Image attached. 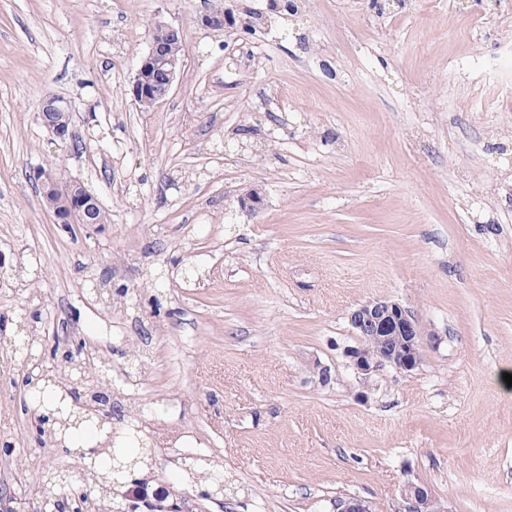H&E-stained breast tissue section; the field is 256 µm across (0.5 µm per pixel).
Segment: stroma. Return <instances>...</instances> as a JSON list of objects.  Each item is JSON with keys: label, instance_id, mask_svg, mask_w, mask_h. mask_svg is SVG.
<instances>
[{"label": "stroma", "instance_id": "35a3bbf8", "mask_svg": "<svg viewBox=\"0 0 512 512\" xmlns=\"http://www.w3.org/2000/svg\"><path fill=\"white\" fill-rule=\"evenodd\" d=\"M0 0V332L39 354L105 353L121 426L148 406L159 475L143 500L202 512H512V0ZM229 9L228 32L199 23ZM185 31V72L139 107L149 26ZM66 101L81 150L42 126ZM57 164L108 215L61 224L33 180ZM258 194L254 207L243 204ZM126 290L117 309L99 292ZM408 307L422 362L364 376L344 354L358 305ZM144 346L147 357L130 350ZM27 370L0 344V487L18 512L79 449L51 444ZM192 454L223 501L182 478ZM401 496L407 504L408 512H431L434 497L427 486L406 482L402 485Z\"/></svg>", "mask_w": 512, "mask_h": 512}]
</instances>
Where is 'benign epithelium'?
<instances>
[{
	"label": "benign epithelium",
	"mask_w": 512,
	"mask_h": 512,
	"mask_svg": "<svg viewBox=\"0 0 512 512\" xmlns=\"http://www.w3.org/2000/svg\"><path fill=\"white\" fill-rule=\"evenodd\" d=\"M200 22L207 29L222 31L230 26L231 14L223 7L214 8L202 15ZM183 41L180 28L160 22L153 25L148 51L141 57L131 81L134 101L149 97L157 104L169 95L177 77L184 73ZM158 72L163 74L160 83L154 82ZM68 112L67 102L49 96L43 101L39 113L42 125L62 143L71 139L68 122L62 120V115ZM33 177L41 186L44 197L56 201L54 212L60 223H96L97 199L80 184L64 180L56 166L40 167ZM348 322L357 345L348 348L346 356L358 372L368 375L386 367L411 372L420 365L424 331L415 314L402 304L390 299L369 300L349 313ZM84 380L82 374L75 377L53 409L46 414H37L41 430L51 441L60 443L62 439L54 427L48 428L46 424L58 422L66 427H76L90 417L97 418L99 431L106 440H112L114 427L107 425L95 407L84 400V392L80 390ZM401 496L407 504V512H431L434 497L427 486L406 482L402 485Z\"/></svg>",
	"instance_id": "benign-epithelium-1"
}]
</instances>
